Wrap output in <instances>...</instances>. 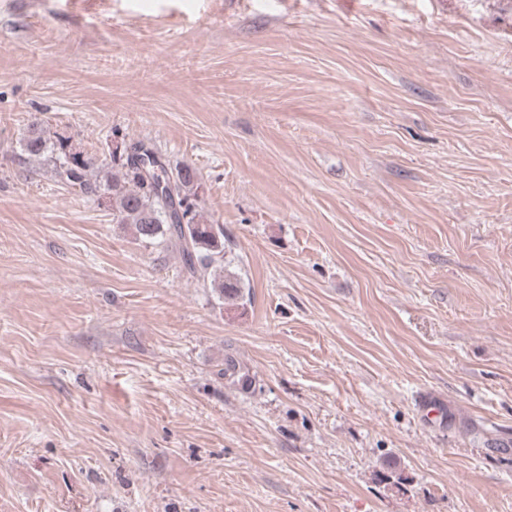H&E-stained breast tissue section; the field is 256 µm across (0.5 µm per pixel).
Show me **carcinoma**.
Segmentation results:
<instances>
[{
	"label": "carcinoma",
	"instance_id": "carcinoma-1",
	"mask_svg": "<svg viewBox=\"0 0 512 512\" xmlns=\"http://www.w3.org/2000/svg\"><path fill=\"white\" fill-rule=\"evenodd\" d=\"M21 146L28 157L47 163L57 182L90 199L107 194L113 223L132 226L136 240L147 246L176 249L187 277L210 283L224 303L244 300L243 282L236 274L212 276L211 269L224 262L226 237L223 225L203 220L194 168L171 165L155 147L154 160L143 166V141L124 142L121 151L100 159L74 148L67 138L47 136L37 122Z\"/></svg>",
	"mask_w": 512,
	"mask_h": 512
}]
</instances>
